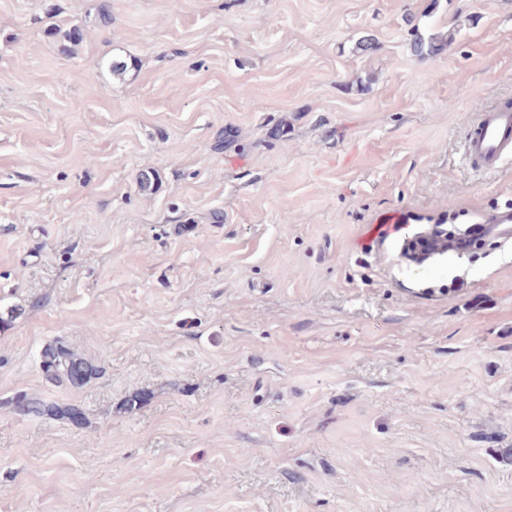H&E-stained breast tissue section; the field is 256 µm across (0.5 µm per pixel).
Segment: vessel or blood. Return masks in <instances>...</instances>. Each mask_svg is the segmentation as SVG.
Listing matches in <instances>:
<instances>
[{"label":"vessel or blood","instance_id":"b4317fda","mask_svg":"<svg viewBox=\"0 0 512 512\" xmlns=\"http://www.w3.org/2000/svg\"><path fill=\"white\" fill-rule=\"evenodd\" d=\"M464 151L471 166L481 171L512 159V106L499 102L481 110L466 135Z\"/></svg>","mask_w":512,"mask_h":512}]
</instances>
